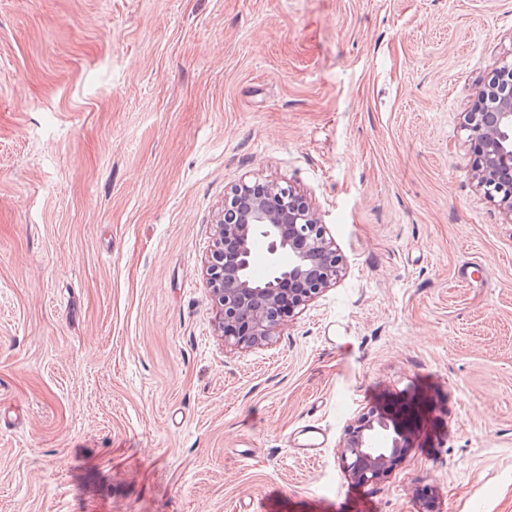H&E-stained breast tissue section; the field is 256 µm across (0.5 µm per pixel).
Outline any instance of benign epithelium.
<instances>
[{
    "label": "benign epithelium",
    "mask_w": 512,
    "mask_h": 512,
    "mask_svg": "<svg viewBox=\"0 0 512 512\" xmlns=\"http://www.w3.org/2000/svg\"><path fill=\"white\" fill-rule=\"evenodd\" d=\"M491 71L497 83L478 84L462 128L472 156L470 178L512 221V60L494 62ZM216 227L205 276L224 316L225 338L237 346H257L275 335L281 303L290 301V311L304 307L336 284L342 258L317 209L290 185L231 186ZM259 244L269 259L262 277L252 271ZM415 421L416 414L403 412L358 419L343 444L345 470L361 483L390 473L407 456Z\"/></svg>",
    "instance_id": "1"
}]
</instances>
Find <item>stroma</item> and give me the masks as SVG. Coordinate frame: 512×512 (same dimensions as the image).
<instances>
[{"label":"stroma","mask_w":512,"mask_h":512,"mask_svg":"<svg viewBox=\"0 0 512 512\" xmlns=\"http://www.w3.org/2000/svg\"><path fill=\"white\" fill-rule=\"evenodd\" d=\"M509 55L512 0H0V512H512V223L461 129ZM255 180L343 270L241 347L203 262ZM415 413L397 412L390 419L371 414L358 419L344 441L341 460L345 470L361 483H373L390 473L406 458L407 435Z\"/></svg>","instance_id":"obj_1"}]
</instances>
